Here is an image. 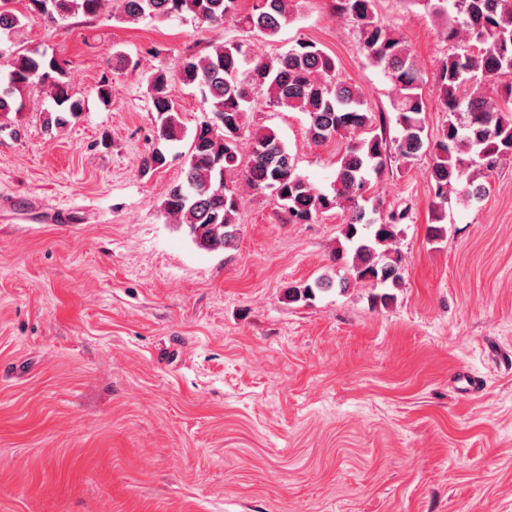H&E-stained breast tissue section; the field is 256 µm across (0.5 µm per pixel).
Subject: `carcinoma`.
I'll use <instances>...</instances> for the list:
<instances>
[{
    "label": "carcinoma",
    "instance_id": "1",
    "mask_svg": "<svg viewBox=\"0 0 512 512\" xmlns=\"http://www.w3.org/2000/svg\"><path fill=\"white\" fill-rule=\"evenodd\" d=\"M296 0H257L252 10L238 13L237 0H122V17L157 20L185 15L200 24L222 25L231 20L242 28L270 38L288 24ZM337 10L357 25L362 48L373 64L391 76L396 88L394 104L401 136L395 151L404 159H415L429 142L425 133L424 77L411 50L373 12V0H336ZM33 11L57 22L78 14L99 12L102 0H30ZM9 0H0V42L14 40L21 19ZM437 15L446 16L445 38L460 46L448 54L437 74L436 84L448 112V123L433 142L429 179L438 210L442 212L448 193L466 203L483 199L489 187L466 174L465 159L483 170L503 157H512V109L502 108L486 93L487 85L512 75V0H437ZM67 69L54 56L38 50L15 55L11 70L0 86V117L19 111L15 92L30 86L50 89L57 109L45 113L44 128L52 135L82 112L73 98ZM199 89L211 118L189 132L173 95V81ZM267 87L270 105L297 110L308 117L307 135L323 143L345 134H355L339 160L333 191L324 192L296 171L294 157L270 128H247L252 109L250 89ZM153 111L157 115L158 139L179 142L190 139L184 179L170 186L164 200L165 213L178 226L188 228L193 243L206 251L230 246L237 234L236 217L240 184L253 191H272L294 224H307L313 216L343 208L351 211L342 235L351 248L346 261L349 276L338 284L346 290L351 281H372L400 287L403 277L400 257L392 245L398 232L390 221L376 223L366 218L361 202L368 200L373 180L386 166L387 148L372 133V112L364 95L337 78L336 60L313 41L298 40L275 57H259L243 42L228 40L211 46L203 55L187 57L173 77L163 70L148 78ZM251 140V154L241 165L239 144L243 135ZM166 154L155 148L144 159L142 171L162 168ZM333 287L319 278L288 288L291 302L311 301L316 293Z\"/></svg>",
    "mask_w": 512,
    "mask_h": 512
}]
</instances>
